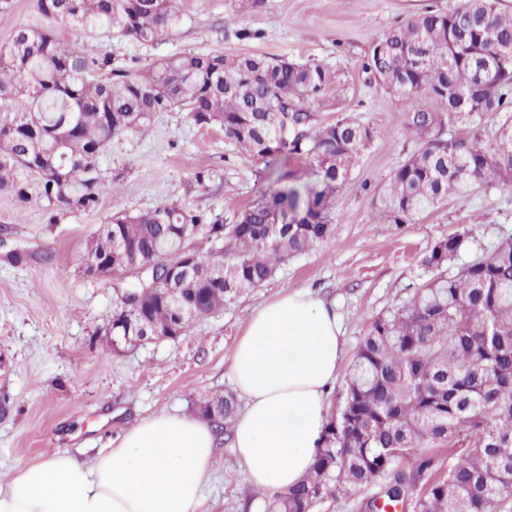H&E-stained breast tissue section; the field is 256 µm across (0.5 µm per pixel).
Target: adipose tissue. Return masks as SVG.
I'll return each instance as SVG.
<instances>
[{
    "mask_svg": "<svg viewBox=\"0 0 512 512\" xmlns=\"http://www.w3.org/2000/svg\"><path fill=\"white\" fill-rule=\"evenodd\" d=\"M343 349L334 307L313 292H282L251 313L229 372L243 401L232 446L253 489L271 495L309 471ZM216 450L206 421L144 417L93 463L56 453L19 467L0 484V512H200Z\"/></svg>",
    "mask_w": 512,
    "mask_h": 512,
    "instance_id": "1",
    "label": "adipose tissue"
}]
</instances>
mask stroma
Segmentation results:
<instances>
[{
	"instance_id": "obj_1",
	"label": "stroma",
	"mask_w": 512,
	"mask_h": 512,
	"mask_svg": "<svg viewBox=\"0 0 512 512\" xmlns=\"http://www.w3.org/2000/svg\"><path fill=\"white\" fill-rule=\"evenodd\" d=\"M178 19L157 41L143 45L120 32L93 36L90 51L112 65L143 71L181 53L328 61L341 84L316 124L340 118L374 130L345 184L329 199L330 230L308 251L281 265L261 288L194 322L174 340L148 341L123 351L109 343L122 277L86 275L73 261L113 214L181 203L207 220L234 223L240 211L273 186L279 174L312 181L313 161L288 153L273 164L253 158L222 128L198 126L182 108L152 114L138 131L113 138L99 155L103 192L88 210H65L30 183L19 207L0 194V482L19 466L56 452L92 462L140 418L169 411L194 415L204 396L232 390L228 367L252 311L282 290L311 289L343 319L347 373L371 322L406 300L428 277L424 258L436 242L459 234L463 244L448 264L457 272L512 235V187H482L453 198L412 224L378 223L375 194L419 141L394 100L363 70L371 43L406 16L448 0H177ZM73 32L42 15L35 0H14L0 13V44L20 27ZM220 173L206 189L196 170ZM266 494L248 485L230 444L219 448L205 489L206 512H266Z\"/></svg>"
}]
</instances>
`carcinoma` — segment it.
Here are the masks:
<instances>
[{
	"mask_svg": "<svg viewBox=\"0 0 512 512\" xmlns=\"http://www.w3.org/2000/svg\"><path fill=\"white\" fill-rule=\"evenodd\" d=\"M36 5L79 37L65 43L21 27L0 44V192L19 205L30 202L33 177L56 206L95 207L97 159L112 137L174 106L199 126L220 125L253 157L287 151L319 167L315 184L264 193L228 228L174 203L113 216L76 255L78 266L114 239L146 262L177 264L186 248L197 264L176 304L150 276L124 286L113 350L140 336L186 334L329 233V196L374 138L373 128L348 118L309 132L311 107L329 102L336 84L335 65L212 52L171 57L137 76L92 55L80 35L118 30L152 43L176 20V0ZM362 67L421 141L376 199L382 223L411 224L450 197L512 184V11L501 0L414 13L372 43ZM487 118L498 120L490 141L479 133ZM456 127L470 132L445 138ZM198 230L212 244L206 252L192 244ZM461 244L459 235L436 243L424 260L430 277L372 322L309 473L271 496L267 512H314L340 499L368 512H384L381 503L497 512L512 497V236L450 275ZM196 411L231 440L234 394L213 393Z\"/></svg>",
	"mask_w": 512,
	"mask_h": 512,
	"instance_id": "carcinoma-1",
	"label": "carcinoma"
}]
</instances>
